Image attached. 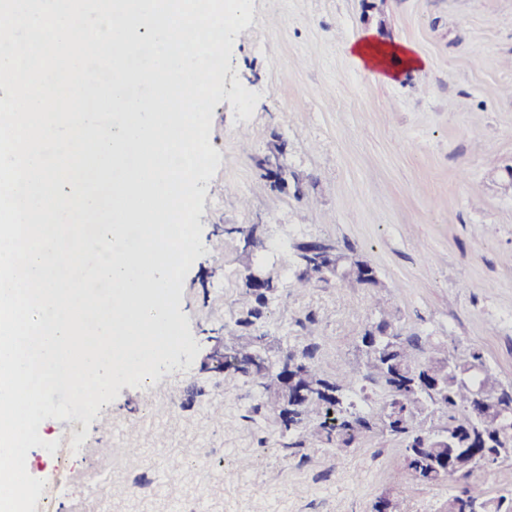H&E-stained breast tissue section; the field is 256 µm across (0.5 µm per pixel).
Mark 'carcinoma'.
I'll list each match as a JSON object with an SVG mask.
<instances>
[{"label": "carcinoma", "instance_id": "1", "mask_svg": "<svg viewBox=\"0 0 512 512\" xmlns=\"http://www.w3.org/2000/svg\"><path fill=\"white\" fill-rule=\"evenodd\" d=\"M345 271L342 280L353 284L359 280L353 256L336 255ZM292 288L307 291L324 281L320 266L309 265L294 273ZM288 304V292L269 289L266 294L246 292L245 301L230 325L224 326V341L233 345L235 354L228 357L218 370L224 374L227 389L237 387L240 378H246L259 393L261 403L251 408L246 419L254 422L256 417L270 416L280 426L281 431H295L298 435L309 425H314L313 436L336 448H350L366 435L377 429V415L357 409L349 397V391L358 381L378 384L388 398L401 401V417L386 428V431L404 444L403 464L414 477L423 483L437 484L448 478V470L440 463V456L448 449H442L432 441L433 429L427 426L425 410L430 408L446 416L444 431L457 437L469 448L484 450V445L475 434L472 407L477 393H482L491 403H512V386L504 385L485 362L481 349L471 347L460 351L441 345L432 347L431 355L420 360L418 351L422 342H430V337L417 334L405 335L399 325L397 312L374 297L372 313L377 315L376 328L395 329L391 336H380V351L362 349V355L346 370L329 376L319 369L315 362L316 345L309 343L298 353L290 352L283 361L292 366L288 378L292 394L288 410H283L272 393L281 386V373L277 366L251 370L245 368L256 351L260 321L270 302ZM434 372L447 384L446 395L435 401L428 392L430 385L428 372ZM506 498L491 497L479 484L468 483L459 491L448 496L445 512H473L472 505H484L481 512H509L501 507Z\"/></svg>", "mask_w": 512, "mask_h": 512}]
</instances>
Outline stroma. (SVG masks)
<instances>
[{"label": "stroma", "mask_w": 512, "mask_h": 512, "mask_svg": "<svg viewBox=\"0 0 512 512\" xmlns=\"http://www.w3.org/2000/svg\"><path fill=\"white\" fill-rule=\"evenodd\" d=\"M251 4V37L235 39L212 108L216 172L195 183L202 243L179 312L198 355L179 352L157 378L120 386L89 425L41 429L78 443L28 452L47 512H372L381 498L398 512H442L456 481H418L398 437L377 431L351 448L283 437L273 421H246L259 400L250 383L225 391L208 354L246 269L292 281L298 243L363 257L383 287L331 280L270 303L260 328L270 356L301 349L312 331L317 365L336 374L359 358L378 297L405 334L480 347L512 385V0ZM363 30L412 44L427 68L389 83L367 76L345 50ZM280 143L302 194L259 186L256 161ZM251 224L265 248L246 253L238 230Z\"/></svg>", "instance_id": "stroma-1"}]
</instances>
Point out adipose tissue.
I'll use <instances>...</instances> for the list:
<instances>
[{
    "label": "adipose tissue",
    "instance_id": "obj_1",
    "mask_svg": "<svg viewBox=\"0 0 512 512\" xmlns=\"http://www.w3.org/2000/svg\"><path fill=\"white\" fill-rule=\"evenodd\" d=\"M346 51L361 71L385 81L394 80L400 71H416L425 66L411 45L380 41L371 31L361 32L347 44Z\"/></svg>",
    "mask_w": 512,
    "mask_h": 512
}]
</instances>
